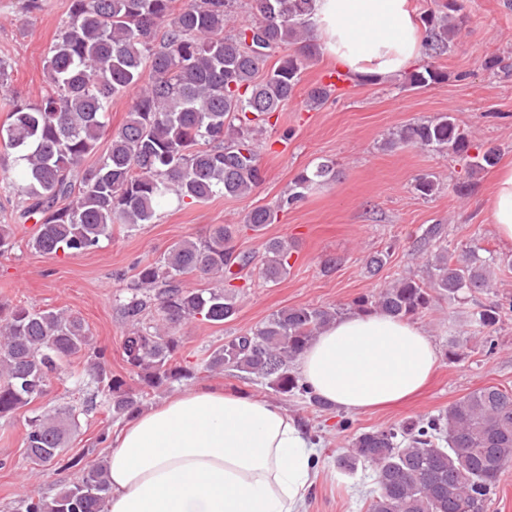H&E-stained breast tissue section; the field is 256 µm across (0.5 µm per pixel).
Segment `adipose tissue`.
I'll return each instance as SVG.
<instances>
[{
  "label": "adipose tissue",
  "instance_id": "ef3b65f1",
  "mask_svg": "<svg viewBox=\"0 0 512 512\" xmlns=\"http://www.w3.org/2000/svg\"><path fill=\"white\" fill-rule=\"evenodd\" d=\"M313 29L326 55L357 77L406 71L425 42L409 0H316ZM490 218L511 246L512 164L495 174ZM438 363L420 325L353 311L319 333L296 372L322 401L364 413L416 394ZM315 453L281 406L197 386L116 433L104 512H300Z\"/></svg>",
  "mask_w": 512,
  "mask_h": 512
}]
</instances>
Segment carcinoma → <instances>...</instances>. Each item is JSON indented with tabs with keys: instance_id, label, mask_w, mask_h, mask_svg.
<instances>
[{
	"instance_id": "obj_1",
	"label": "carcinoma",
	"mask_w": 512,
	"mask_h": 512,
	"mask_svg": "<svg viewBox=\"0 0 512 512\" xmlns=\"http://www.w3.org/2000/svg\"><path fill=\"white\" fill-rule=\"evenodd\" d=\"M433 4L421 21L425 49L440 57L463 23V5ZM235 5L236 0H71L45 56L49 90L34 102L13 98L8 123L0 128V139L22 166L21 180H3L0 190L21 199L18 218H36L31 240L36 251L78 257L97 248L114 224L152 223L170 195L205 202L218 194L247 196L258 185L259 127L271 124L296 95L300 74L316 55V46L306 40L315 0H251V22L227 34L234 27ZM275 54L277 62L258 77ZM445 77L427 65L410 72L406 85L422 89ZM129 91L136 92V100L112 133L107 153L85 166L105 133L112 100ZM329 92L325 85L311 87L306 105L322 106ZM388 144L448 151L465 161L470 175L498 160L494 146L471 153L468 134L450 115L402 126ZM332 177L334 163H318L294 179L286 203ZM277 218L278 210L259 206L246 223L261 231ZM234 233L232 225L219 224L208 237L179 241L158 260L138 266L118 308L130 324L122 342L126 378L107 369L105 351L92 346L81 318L0 303V419L48 396L74 358H84V375L96 384L87 409L101 407L116 420L133 418L149 395L192 376L179 355L178 330L194 321L222 324L237 313L232 267L249 265L251 257L235 252ZM423 241L437 244L425 261L426 278L403 277L372 300L356 299L354 309L410 318L438 296L451 301L490 287L476 249L448 252L438 224L425 230ZM15 245L11 225L1 224L0 256ZM290 256L286 241L268 240L264 277H281ZM190 274L211 279L214 286L187 288L183 277ZM338 314L310 306L279 310L212 351L204 369L253 375L279 394L319 406L320 399L288 363ZM499 319L495 304L482 309L476 323L485 329ZM77 426L73 409L29 417L26 458L51 470ZM511 463L512 389L495 385L469 392L433 418L363 431L336 458L346 473L373 467L367 512L482 510ZM68 464L80 468L81 478L51 498L27 496L21 512H103L109 494L104 463L72 458Z\"/></svg>"
}]
</instances>
